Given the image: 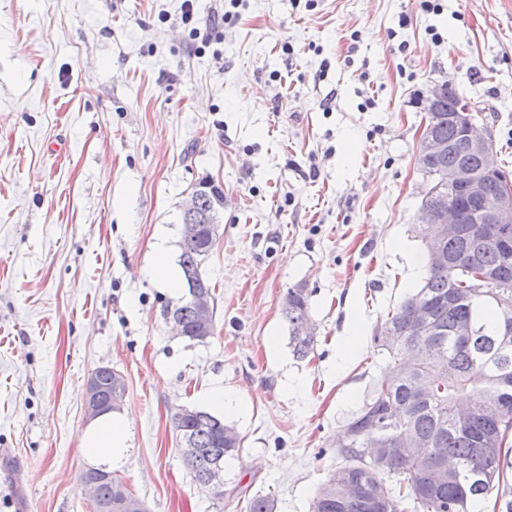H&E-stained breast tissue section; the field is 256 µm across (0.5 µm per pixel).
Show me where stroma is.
Here are the masks:
<instances>
[{"mask_svg":"<svg viewBox=\"0 0 512 512\" xmlns=\"http://www.w3.org/2000/svg\"><path fill=\"white\" fill-rule=\"evenodd\" d=\"M0 0V512H93L77 495L85 388L120 372L135 411L112 474L148 512H311L384 355L372 332L426 272L417 164L432 81L489 121L512 172V0ZM234 10L205 47L191 27ZM224 192L204 270L215 331L174 335L183 205ZM305 289L315 343L282 314ZM212 386L238 452L224 496L182 462L171 417ZM149 274L154 282L165 288L173 289L179 281L177 270L169 256L167 238L164 236H161L156 243ZM282 312L288 321L293 353L297 358L304 359L310 353L315 340L312 330L308 327L309 301L305 290L288 289ZM205 400L214 409L222 412L224 409L235 411L239 406L237 396L229 390H224V387L221 386L210 389L205 395Z\"/></svg>","mask_w":512,"mask_h":512,"instance_id":"35a3bbf8","label":"stroma"}]
</instances>
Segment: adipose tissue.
Wrapping results in <instances>:
<instances>
[{"instance_id":"obj_1","label":"adipose tissue","mask_w":512,"mask_h":512,"mask_svg":"<svg viewBox=\"0 0 512 512\" xmlns=\"http://www.w3.org/2000/svg\"><path fill=\"white\" fill-rule=\"evenodd\" d=\"M131 409L106 412L92 420L81 437V446L89 460L111 465L119 462L127 447Z\"/></svg>"}]
</instances>
